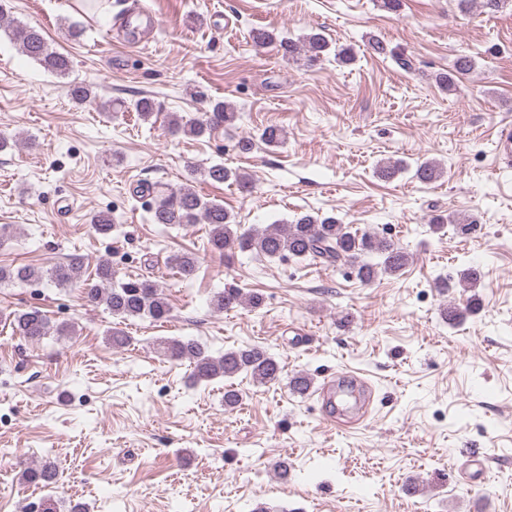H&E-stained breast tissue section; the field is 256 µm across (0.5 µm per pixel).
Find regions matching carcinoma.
Wrapping results in <instances>:
<instances>
[{"label":"carcinoma","instance_id":"carcinoma-1","mask_svg":"<svg viewBox=\"0 0 512 512\" xmlns=\"http://www.w3.org/2000/svg\"><path fill=\"white\" fill-rule=\"evenodd\" d=\"M7 31L25 55L46 69L58 74L69 70V58L53 49L37 28L9 24ZM251 37L256 45L274 44L282 52L283 58L301 61L307 66L321 63L330 49L327 38L316 30L292 39L282 37L274 30L255 28L251 31ZM370 50L378 56L393 57L404 69H412L409 57L388 48L381 40L371 41ZM473 69L472 57L461 55L457 57L451 70L437 75L436 81L442 89L451 90L455 88L459 76L468 74ZM65 91L70 99L78 103L92 98V89L83 83H70ZM237 118V112L230 103L215 101L210 103L209 110L200 119L185 120L175 113L168 115V126L175 135L200 137L217 128L234 125ZM443 174V166L434 160L420 162L415 170V177L424 183L433 182ZM202 177L210 183L231 181L244 190L251 187L249 174L233 171L222 164L205 169ZM150 214L152 223L165 227L200 222L207 224L211 250L226 257L237 252H250L269 259H310L326 266H347L364 284H370L385 275L397 276L410 262V255L392 239L368 231L362 232L332 215L302 213L289 224H268L261 228L244 229L224 209V204L206 200L191 179L162 198L150 210ZM431 223L439 231L450 225L455 234L462 237L480 228L475 219L455 214L436 215L432 217ZM170 262L184 279L191 278L198 267V259L192 253L176 254ZM96 276L98 282L84 289L85 299L93 305L105 306L113 317L123 322L144 318L161 322L171 317L170 303L157 282L142 278L115 283V272L105 260L99 264ZM81 278L82 267L75 262L59 264L46 273L31 266L18 269L0 267V283L46 280L57 287H65L77 284ZM261 303L260 294L248 295L238 288L217 291L210 299L211 309L219 313L241 306L258 308ZM479 308L480 299L473 294L464 306L451 305L445 308L444 317L451 323L458 322L475 314ZM13 327L18 335L37 342L49 335L52 328L59 336H68L75 332V326L68 322L51 325L48 317L36 308L13 313ZM157 349L173 362L188 361L195 384L209 383L221 377L231 380L241 374L251 377L259 385L279 384L285 379L276 357L259 345L228 349L214 357L195 339L182 336L157 341ZM285 380L293 394L304 396L311 377L304 372H298ZM21 479L26 484L51 489L57 483L58 472L56 466L50 462L23 463Z\"/></svg>","mask_w":512,"mask_h":512}]
</instances>
